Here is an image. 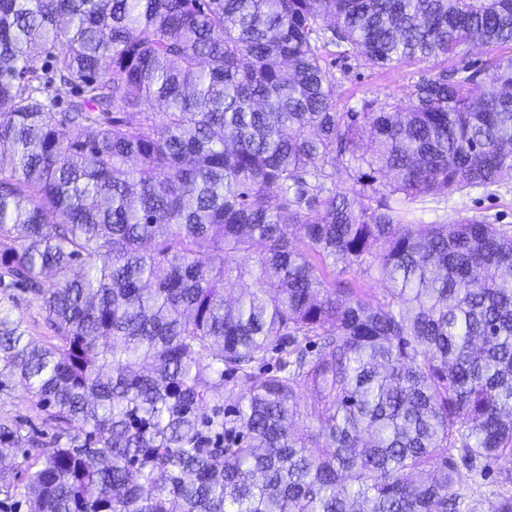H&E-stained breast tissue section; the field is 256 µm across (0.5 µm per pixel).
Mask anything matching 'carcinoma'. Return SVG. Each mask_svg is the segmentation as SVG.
I'll return each mask as SVG.
<instances>
[{"label":"carcinoma","mask_w":512,"mask_h":512,"mask_svg":"<svg viewBox=\"0 0 512 512\" xmlns=\"http://www.w3.org/2000/svg\"><path fill=\"white\" fill-rule=\"evenodd\" d=\"M470 43L512 0H0V286L53 331L0 303V388L55 429L28 512H480L512 235L408 219L512 177V55ZM337 54L441 66L340 112ZM11 294L14 297V311L19 315L25 325L29 327L34 336H48L51 331L45 322V312L41 309L39 303L33 300L31 296L19 291L13 290Z\"/></svg>","instance_id":"carcinoma-1"}]
</instances>
